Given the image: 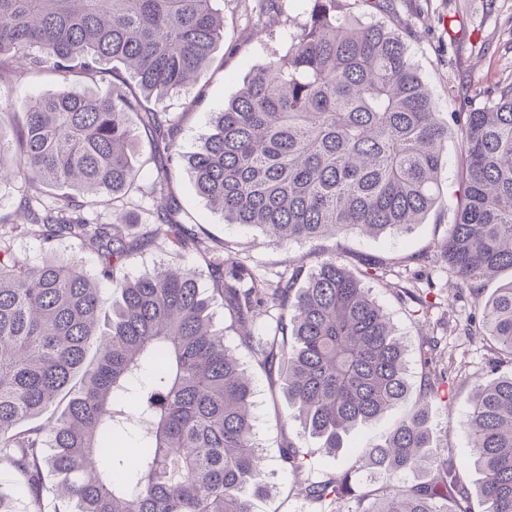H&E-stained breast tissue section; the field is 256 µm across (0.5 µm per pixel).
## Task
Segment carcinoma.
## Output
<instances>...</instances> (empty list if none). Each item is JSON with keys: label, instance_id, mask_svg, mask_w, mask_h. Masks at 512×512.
<instances>
[{"label": "carcinoma", "instance_id": "carcinoma-1", "mask_svg": "<svg viewBox=\"0 0 512 512\" xmlns=\"http://www.w3.org/2000/svg\"><path fill=\"white\" fill-rule=\"evenodd\" d=\"M221 0H0V83L50 74L62 90L23 105L0 99V183L21 180L25 223L0 224V462L23 480L33 512H254L267 491L256 442L252 382L210 313L244 332L257 366L282 388L319 451L398 406L389 436L355 449L354 465L301 493L336 512H472L461 475L480 476L485 512H512V376L478 383L464 420L473 453L429 451L430 400L452 370L428 336L422 392L409 401L405 346L362 279L334 256L275 283L174 220L172 151L183 113L154 102L179 92L224 42ZM339 0H310L288 49L274 55L220 112L187 163L197 194L229 224L281 243L348 231L409 233L444 205L446 143L458 139L459 195L439 252L475 298L463 328L512 363V80L471 112H436L397 30L339 16ZM120 63L131 79L110 67ZM109 80L106 93L86 87ZM166 157L139 181L138 128ZM156 198L152 229L129 209ZM112 197V221L93 208ZM75 239L95 275L54 260L36 265L14 240ZM165 236L202 260L129 278L135 238ZM118 300L100 327L101 286ZM50 414L42 424H23ZM134 431L148 449L131 464L112 449ZM411 481L357 491L361 469Z\"/></svg>", "mask_w": 512, "mask_h": 512}]
</instances>
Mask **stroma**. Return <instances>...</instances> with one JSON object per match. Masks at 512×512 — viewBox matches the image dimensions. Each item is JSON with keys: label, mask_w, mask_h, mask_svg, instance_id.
<instances>
[{"label": "stroma", "mask_w": 512, "mask_h": 512, "mask_svg": "<svg viewBox=\"0 0 512 512\" xmlns=\"http://www.w3.org/2000/svg\"><path fill=\"white\" fill-rule=\"evenodd\" d=\"M309 7L308 0H284L287 24L275 23L261 30L253 26L249 0H224V42L215 49L211 65L195 84L160 100V108L183 114L175 148L181 161L172 183L183 206L176 219L193 231H206L210 245L229 242L242 259L257 266L271 281L277 273L287 270L289 262L310 271L332 251L354 270L360 269L365 258L388 263L387 275L379 281H368L367 286L407 346V379L412 393L423 388V337L442 334L445 355L453 359L455 371L447 393L430 406L433 439L437 447L448 449L456 459H469V437L463 421L474 384L479 379L511 375L512 365L491 369L493 352L480 337L442 330L443 321L461 322L474 311L473 296L459 288L437 252L438 243L448 235L451 209L431 212L406 234L369 237L351 231L334 238L280 244L256 229L225 223L213 213L196 195L191 173L183 161L208 133L210 113L220 111L256 68L286 51L290 36L304 22ZM352 12L363 20L399 30L439 112L472 111L503 80L512 79V0H392L386 11L356 5ZM199 94L204 97L201 106L183 111V103ZM15 247L34 261L50 258L89 271L96 267L95 258L73 240H60L49 248L37 233L31 232L18 236ZM176 261L187 266L191 257H176L172 245L159 238L138 248L123 271L137 277L159 264ZM409 285L425 290L430 306L427 317L415 315L411 306L399 298V287ZM224 342L237 353L252 377L254 432L268 462V493L256 500L255 512H323L319 504L301 494V487L308 481L342 472L350 464L352 449L367 448L380 441L399 417V410L387 411L352 430L338 456L317 453L315 441L308 437L294 409L289 407L278 376L260 369L245 342L233 331L225 332ZM290 446L313 453L314 466L295 472L283 470L282 450Z\"/></svg>", "instance_id": "35a3bbf8"}]
</instances>
